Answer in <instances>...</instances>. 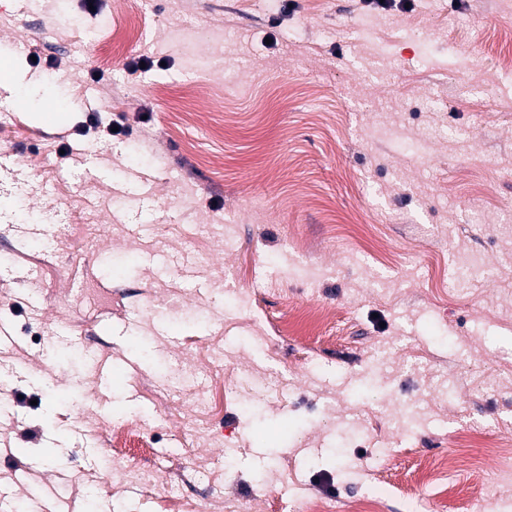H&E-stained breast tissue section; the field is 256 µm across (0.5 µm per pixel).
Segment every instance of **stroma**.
I'll return each mask as SVG.
<instances>
[{"mask_svg": "<svg viewBox=\"0 0 512 512\" xmlns=\"http://www.w3.org/2000/svg\"><path fill=\"white\" fill-rule=\"evenodd\" d=\"M97 2L0 0L15 512L45 487L60 512H432L430 469L452 512H506L512 480L484 465L472 501L462 456L512 454V0ZM92 114L125 134L82 133ZM424 134L426 158L397 146ZM25 224L66 235L16 245ZM461 264L492 274L458 291ZM300 306L330 317L272 332Z\"/></svg>", "mask_w": 512, "mask_h": 512, "instance_id": "35a3bbf8", "label": "stroma"}]
</instances>
